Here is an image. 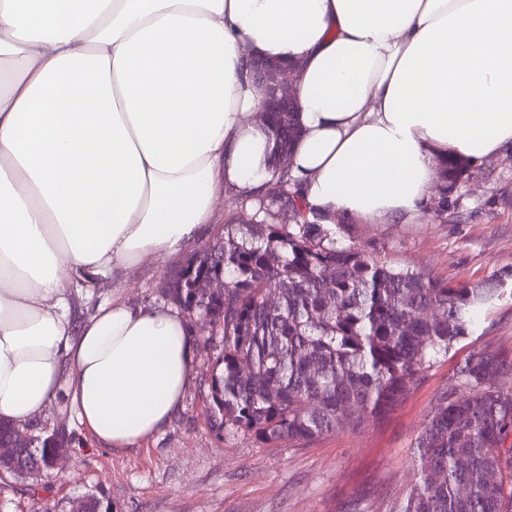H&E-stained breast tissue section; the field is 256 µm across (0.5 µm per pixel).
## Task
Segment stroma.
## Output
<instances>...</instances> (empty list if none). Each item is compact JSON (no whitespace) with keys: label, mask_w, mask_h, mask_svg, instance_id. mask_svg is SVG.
Masks as SVG:
<instances>
[{"label":"stroma","mask_w":512,"mask_h":512,"mask_svg":"<svg viewBox=\"0 0 512 512\" xmlns=\"http://www.w3.org/2000/svg\"><path fill=\"white\" fill-rule=\"evenodd\" d=\"M342 245L409 266L460 288L512 271V152L469 165L459 187L433 189L426 210L405 224L342 219ZM178 261H144L125 283L97 278L73 289L82 320L122 298L135 306H168L165 276ZM195 376L182 406L157 435L135 448L98 445L66 401L40 428L70 437L72 469L21 481L0 478V512H70L88 494L112 512H396L416 478V439L457 365L477 347L512 350V281L474 317L469 336L439 355L413 392L380 424L339 428L307 448L267 445L214 427L208 412L213 342L196 320Z\"/></svg>","instance_id":"1"}]
</instances>
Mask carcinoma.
<instances>
[{
    "label": "carcinoma",
    "mask_w": 512,
    "mask_h": 512,
    "mask_svg": "<svg viewBox=\"0 0 512 512\" xmlns=\"http://www.w3.org/2000/svg\"><path fill=\"white\" fill-rule=\"evenodd\" d=\"M443 190L464 175L445 163ZM253 223L191 253L166 279L184 311L208 313L221 336L210 385L220 426L265 444L307 446L346 426L360 430L390 415L439 354L469 334L473 310L504 281L451 288L445 281L342 246L299 205L296 224H276L260 197ZM329 272L332 284L321 287ZM219 276L218 296L201 284ZM277 303L266 305L270 291ZM512 351L481 347L439 393L416 439L417 477L397 512H512ZM61 450L44 435L16 452L9 476L46 469ZM72 512H112L87 496Z\"/></svg>",
    "instance_id": "carcinoma-1"
}]
</instances>
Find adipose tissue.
Masks as SVG:
<instances>
[{"mask_svg":"<svg viewBox=\"0 0 512 512\" xmlns=\"http://www.w3.org/2000/svg\"><path fill=\"white\" fill-rule=\"evenodd\" d=\"M292 64L310 218L403 224L448 156L512 149V0H0V421L58 397L134 448L195 374L177 312L72 280L168 258L269 180L254 59Z\"/></svg>","mask_w":512,"mask_h":512,"instance_id":"obj_1","label":"adipose tissue"}]
</instances>
